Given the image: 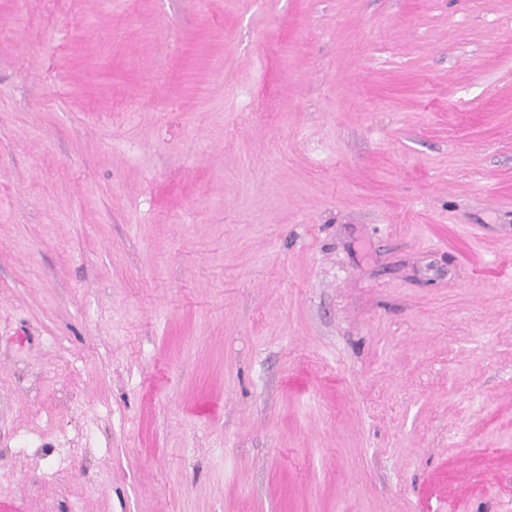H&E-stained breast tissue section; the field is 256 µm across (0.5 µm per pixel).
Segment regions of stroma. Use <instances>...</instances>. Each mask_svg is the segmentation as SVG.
<instances>
[{
	"label": "stroma",
	"mask_w": 512,
	"mask_h": 512,
	"mask_svg": "<svg viewBox=\"0 0 512 512\" xmlns=\"http://www.w3.org/2000/svg\"><path fill=\"white\" fill-rule=\"evenodd\" d=\"M0 512H512V0H0Z\"/></svg>",
	"instance_id": "stroma-1"
}]
</instances>
